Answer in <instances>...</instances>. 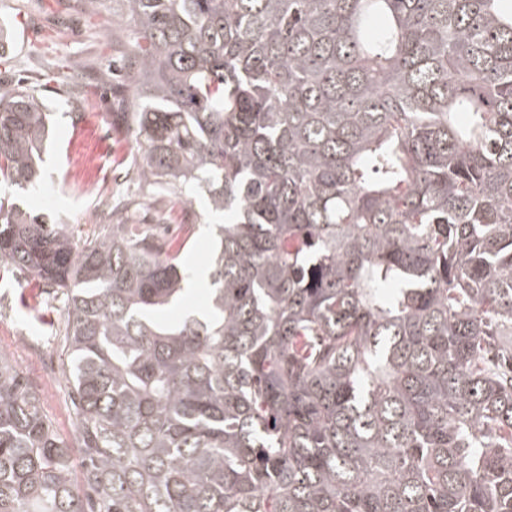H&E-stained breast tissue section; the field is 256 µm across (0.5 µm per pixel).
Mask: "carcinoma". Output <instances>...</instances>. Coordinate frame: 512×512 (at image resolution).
Returning a JSON list of instances; mask_svg holds the SVG:
<instances>
[{"instance_id":"cac0c4a2","label":"carcinoma","mask_w":512,"mask_h":512,"mask_svg":"<svg viewBox=\"0 0 512 512\" xmlns=\"http://www.w3.org/2000/svg\"><path fill=\"white\" fill-rule=\"evenodd\" d=\"M79 2L131 32L144 188L224 223L169 322L196 224L0 205L77 417L0 355V512H512V0ZM51 116L0 83L1 179Z\"/></svg>"}]
</instances>
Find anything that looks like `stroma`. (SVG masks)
<instances>
[{
  "instance_id": "obj_1",
  "label": "stroma",
  "mask_w": 512,
  "mask_h": 512,
  "mask_svg": "<svg viewBox=\"0 0 512 512\" xmlns=\"http://www.w3.org/2000/svg\"><path fill=\"white\" fill-rule=\"evenodd\" d=\"M0 24L10 39L7 60L0 64V81L25 79L37 83L53 111L51 144L39 189L21 191L0 183V200L47 214L70 224L84 214L87 224L100 223L107 202L138 198L136 220L153 225L161 208L146 194L131 166L133 139L113 127L110 147L93 136L96 109L128 112L129 90L112 74L126 63L131 45L107 12L84 13L76 0H0ZM79 71V87L88 92L79 100L57 78L58 63ZM65 311L44 288L7 266L0 267V354L8 356L36 388L42 410L56 431L72 439L74 409L68 398L60 346Z\"/></svg>"
}]
</instances>
